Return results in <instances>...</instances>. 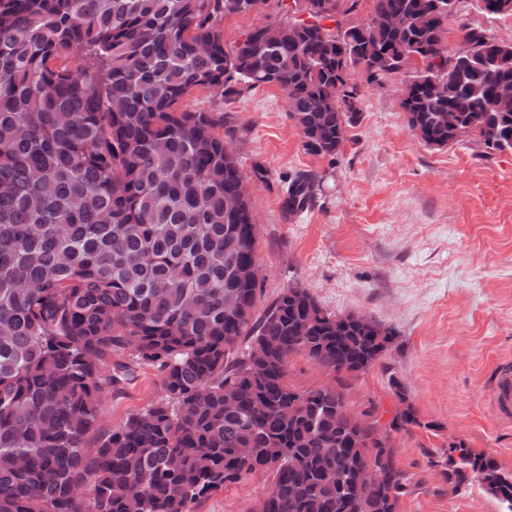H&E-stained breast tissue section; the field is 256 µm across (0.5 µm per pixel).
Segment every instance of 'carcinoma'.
<instances>
[{
  "label": "carcinoma",
  "mask_w": 512,
  "mask_h": 512,
  "mask_svg": "<svg viewBox=\"0 0 512 512\" xmlns=\"http://www.w3.org/2000/svg\"><path fill=\"white\" fill-rule=\"evenodd\" d=\"M239 2L0 0V512H196L260 468L273 476L265 512H398L420 485L395 443L377 442V422L336 419L348 378L392 332L377 336L307 290L256 313V288L230 273L257 248L245 179L213 113L179 104L216 84L224 98L275 85L303 149L334 158L359 102L357 84L338 87L418 55L401 105L422 142L443 147L467 129L512 152V111L494 107L512 83V42L461 25L449 51L448 0H372L371 26L348 19L359 0H321L292 39L263 47L256 28L228 49L216 22ZM302 190L315 201L321 180L288 181V215ZM119 349L159 366L166 397L89 448L102 394L136 377L122 362L102 375ZM297 353L340 389L291 387ZM228 386L255 402L227 411ZM413 426L409 405L388 435ZM373 459L378 486L348 502L336 476L351 480ZM441 475L452 489L471 478L512 512V475L464 441L450 444Z\"/></svg>",
  "instance_id": "1"
}]
</instances>
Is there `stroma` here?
I'll list each match as a JSON object with an SVG mask.
<instances>
[{
	"instance_id": "1",
	"label": "stroma",
	"mask_w": 512,
	"mask_h": 512,
	"mask_svg": "<svg viewBox=\"0 0 512 512\" xmlns=\"http://www.w3.org/2000/svg\"><path fill=\"white\" fill-rule=\"evenodd\" d=\"M284 19L268 0L260 12L219 18L217 27L231 46ZM462 23L512 41L511 14L489 15L464 0L448 25L449 48ZM412 73L371 84L354 73L358 119L333 159L306 153L278 87L230 99L197 90L183 106L227 117L237 129L232 147L260 226L259 307L299 283L329 312L365 315L393 331L373 366L351 379L346 400L354 413L388 414L399 405L394 377L419 415L420 425L395 439L399 467L422 481L399 512H501L477 485L448 490L432 464L461 440L512 473V422L490 404L497 363L512 361V152L486 151L472 137L426 146L401 106ZM258 167L265 180L255 178ZM300 171L323 177L326 188L291 218L284 187ZM163 395L159 368L139 367L133 382L104 393L101 432ZM272 481L256 472L211 494L197 512H253Z\"/></svg>"
}]
</instances>
